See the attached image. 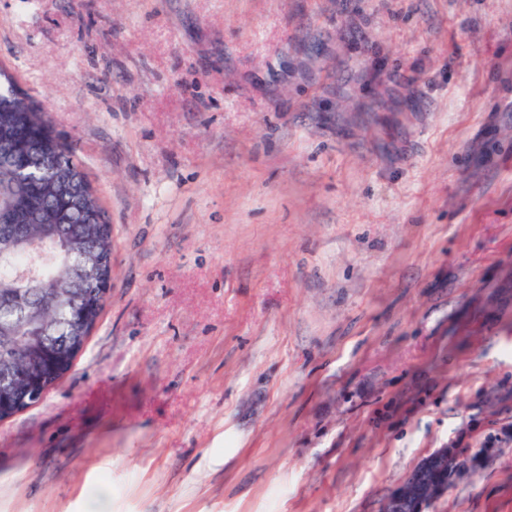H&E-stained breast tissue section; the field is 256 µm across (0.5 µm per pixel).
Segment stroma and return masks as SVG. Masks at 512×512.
I'll use <instances>...</instances> for the list:
<instances>
[{
  "label": "stroma",
  "instance_id": "stroma-1",
  "mask_svg": "<svg viewBox=\"0 0 512 512\" xmlns=\"http://www.w3.org/2000/svg\"><path fill=\"white\" fill-rule=\"evenodd\" d=\"M112 224L0 512H512V0H0ZM443 458L448 459V448H440L424 459L407 480L389 496L383 506V512H406L404 510L409 505L410 499L404 486L413 479L418 470L421 468L426 469L431 466L432 462L442 460ZM453 469L448 465V470H445L441 473L445 480L448 479V483L446 484L441 482H435L428 492V494L424 497L416 498L411 503L412 511L408 512H426V508L431 504L435 503L437 500L442 498L446 492L448 491V484L450 483V478L452 475Z\"/></svg>",
  "mask_w": 512,
  "mask_h": 512
}]
</instances>
